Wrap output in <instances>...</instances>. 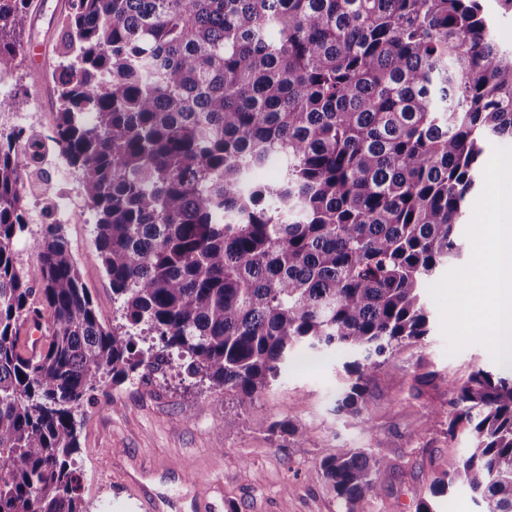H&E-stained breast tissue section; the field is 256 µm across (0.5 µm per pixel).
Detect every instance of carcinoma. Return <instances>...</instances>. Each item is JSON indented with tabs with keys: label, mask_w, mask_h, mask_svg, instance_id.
<instances>
[{
	"label": "carcinoma",
	"mask_w": 512,
	"mask_h": 512,
	"mask_svg": "<svg viewBox=\"0 0 512 512\" xmlns=\"http://www.w3.org/2000/svg\"><path fill=\"white\" fill-rule=\"evenodd\" d=\"M482 2L72 0L49 142L122 324L99 319L62 225L33 240L34 274L18 260L29 160L1 131L0 512H85L75 412L174 352L250 401L295 353H362L337 407L364 416L388 356L428 335L422 290L461 253L485 142L512 139V51ZM28 3L0 0V68ZM275 163L276 184L256 178ZM454 390L448 436L473 444L433 495L512 512V378L477 369ZM267 431L306 439L288 419ZM387 466L357 448L320 462L346 512H369Z\"/></svg>",
	"instance_id": "obj_1"
}]
</instances>
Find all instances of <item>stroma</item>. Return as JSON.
Returning a JSON list of instances; mask_svg holds the SVG:
<instances>
[{
    "label": "stroma",
    "instance_id": "stroma-1",
    "mask_svg": "<svg viewBox=\"0 0 512 512\" xmlns=\"http://www.w3.org/2000/svg\"><path fill=\"white\" fill-rule=\"evenodd\" d=\"M71 0H30L24 49L15 61V109L53 123L60 71V23ZM100 319L119 324L112 288L89 224L65 227ZM424 341L401 347L370 384L364 418L339 411L345 378L343 354L297 353L279 380L254 402L179 368L152 380L106 386L75 414L82 424L76 457L88 512H135L127 479H136L158 512H345L320 473L323 457L339 448L384 450V490L371 512H416L430 500L436 467L449 454L467 455L469 433L448 436L451 385L485 369L500 372L487 349L475 344L445 353L440 314L429 305ZM239 427L224 430L225 415ZM288 418L307 431L305 442L267 432Z\"/></svg>",
    "mask_w": 512,
    "mask_h": 512
}]
</instances>
